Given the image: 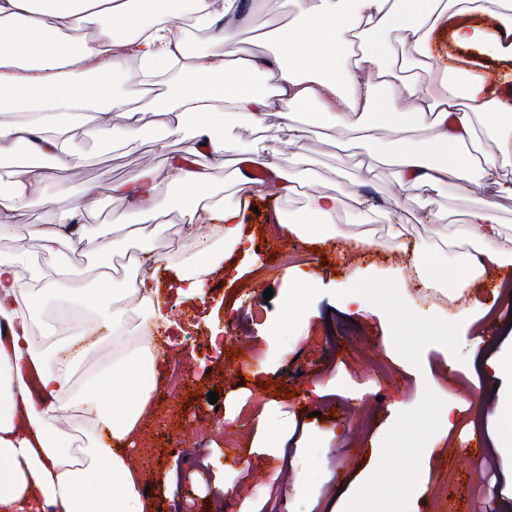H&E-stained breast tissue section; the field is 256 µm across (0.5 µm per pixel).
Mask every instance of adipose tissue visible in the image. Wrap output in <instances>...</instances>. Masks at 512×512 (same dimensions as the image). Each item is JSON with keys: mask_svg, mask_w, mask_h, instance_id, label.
Wrapping results in <instances>:
<instances>
[{"mask_svg": "<svg viewBox=\"0 0 512 512\" xmlns=\"http://www.w3.org/2000/svg\"><path fill=\"white\" fill-rule=\"evenodd\" d=\"M163 0H0V207L28 209L48 176L45 157L75 170L82 159L71 148L76 118L101 114L97 134L104 143L133 139L148 124L163 134L155 140L163 152L185 136L204 145L207 155L233 156L247 171L237 193L253 190L252 168L281 195L297 193L308 170L304 119H313L327 137L340 133L386 134L398 149L390 155L400 186L434 190L448 184L487 192V200L463 222L428 214L435 248H409L394 229L398 249H411L419 283L434 289L453 281L468 288L464 271L486 257L502 264L512 257V236L503 234L498 197H512V101L501 96L499 82L512 79V0H291V19L279 32L275 55L240 52L238 36L263 0H195L189 13L194 28L218 29L207 48L186 49L165 24H153ZM402 34V61L419 66L411 80L397 79L386 65L387 47L374 41L380 29ZM447 29L455 46L489 57L496 71L470 67L436 68L428 62L432 39ZM139 60L163 71L178 65L182 82L166 93L140 101L136 93L117 91L125 63ZM281 117L284 133L277 144L244 150L232 131L248 124L262 128L269 113ZM490 138L491 150L472 154L477 131ZM175 182L194 190L195 205L217 211L224 246L249 251L253 238L238 207L205 192L206 170L196 165L172 170ZM110 194L134 203L135 214H157L152 170L141 169L114 183ZM353 196L357 212L371 221L364 194L353 193L344 173L324 189L307 193L303 217L285 226L299 236L336 235L344 197ZM95 203L86 200L53 208L50 226L32 237L39 251L17 242L0 254V512H151L141 476L129 463L130 447L142 420L154 408L164 377L154 344L145 341L84 388L74 384V368L88 354L80 337L55 342L34 335L32 305L55 302L67 273V242L83 238ZM122 250L102 240L97 251L99 303L113 342L125 335L128 298L145 321L166 318L153 304L157 272L165 257L141 247L126 293L117 294L107 270ZM54 258L52 268L41 260ZM472 369L512 376V326L503 325L494 341L476 340ZM34 370L39 394L24 377ZM497 422L485 442L488 451L512 455V387L497 388ZM94 419V433L74 464L70 435L58 421L71 407Z\"/></svg>", "mask_w": 512, "mask_h": 512, "instance_id": "ef3b65f1", "label": "adipose tissue"}]
</instances>
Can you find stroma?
Segmentation results:
<instances>
[{
	"label": "stroma",
	"instance_id": "35a3bbf8",
	"mask_svg": "<svg viewBox=\"0 0 512 512\" xmlns=\"http://www.w3.org/2000/svg\"><path fill=\"white\" fill-rule=\"evenodd\" d=\"M306 145L314 187L330 184L337 171L364 180V192L379 204L371 229L376 249L363 254L345 237L356 231V206L342 203L344 221L335 239L315 245L288 234L281 221L302 215L303 195L278 197L273 214L247 219L248 233L259 234L250 254L233 253L208 277L201 295L184 296L172 287L173 274L159 273L155 305L168 313L174 343L155 328L138 327L167 356L165 379L134 441L131 459L146 485L153 512H288L305 506L320 512L344 498L350 512H440L453 502L456 512H505L512 506V458L493 457L481 447L495 424L494 413L478 401L469 353L474 337L494 335L493 315L512 305L501 285L512 282V264L480 276L465 293L441 289L431 302L417 288L410 257L388 235L403 225L407 238L428 244L427 211L454 219L478 205L483 195L444 186L435 191L401 188L386 163L382 139L355 141L343 150L307 124ZM157 127L148 125L130 144L105 145L92 116H85L72 145L84 158L76 171L54 167L28 210L0 212V224L13 234L0 238V252L16 239L29 248L32 225L46 224L59 204L96 196L98 218L77 242L70 276L86 291L84 307L96 312L101 238L121 241L128 251L150 245L177 253L179 228L195 218L201 228L217 224L216 215L195 210L193 199L170 179L173 164L184 161L192 141L171 142L157 153ZM154 168L166 208L139 222L136 232L112 223L125 201L103 194L109 183L139 168ZM272 298H264L265 289ZM363 291L364 305L350 319L325 326L323 314L342 290ZM470 315L458 320L459 307ZM216 339V347L202 343ZM389 362L391 378L378 377L369 363ZM449 380L434 392V381ZM217 404H210V392ZM235 423H226V415ZM300 420L302 445L294 463L275 456L272 443L284 420ZM203 438H195L196 428ZM254 448L248 464L236 462L246 442ZM178 476L180 488L169 497L164 478ZM233 483L231 499L216 495L215 477Z\"/></svg>",
	"mask_w": 512,
	"mask_h": 512
}]
</instances>
